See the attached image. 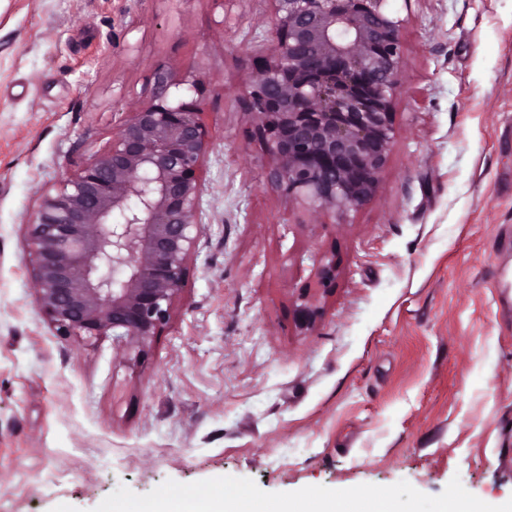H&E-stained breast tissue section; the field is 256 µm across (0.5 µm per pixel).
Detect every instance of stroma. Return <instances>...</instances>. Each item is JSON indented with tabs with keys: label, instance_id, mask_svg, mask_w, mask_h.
I'll list each match as a JSON object with an SVG mask.
<instances>
[{
	"label": "stroma",
	"instance_id": "1",
	"mask_svg": "<svg viewBox=\"0 0 512 512\" xmlns=\"http://www.w3.org/2000/svg\"><path fill=\"white\" fill-rule=\"evenodd\" d=\"M388 8L395 140L375 198L341 215L271 186L244 111L270 0H0V512L222 476L512 498V0ZM161 66L208 76L184 290L143 351L62 338L25 224Z\"/></svg>",
	"mask_w": 512,
	"mask_h": 512
}]
</instances>
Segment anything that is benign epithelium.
Returning <instances> with one entry per match:
<instances>
[{
    "mask_svg": "<svg viewBox=\"0 0 512 512\" xmlns=\"http://www.w3.org/2000/svg\"><path fill=\"white\" fill-rule=\"evenodd\" d=\"M266 57L244 111L289 202L342 213L372 200L395 138L402 20L388 0H270ZM155 73L112 144L42 189L26 224L39 310L66 337L143 348L169 322L201 232L199 172L210 144L205 76L178 103Z\"/></svg>",
    "mask_w": 512,
    "mask_h": 512,
    "instance_id": "7a95c632",
    "label": "benign epithelium"
}]
</instances>
